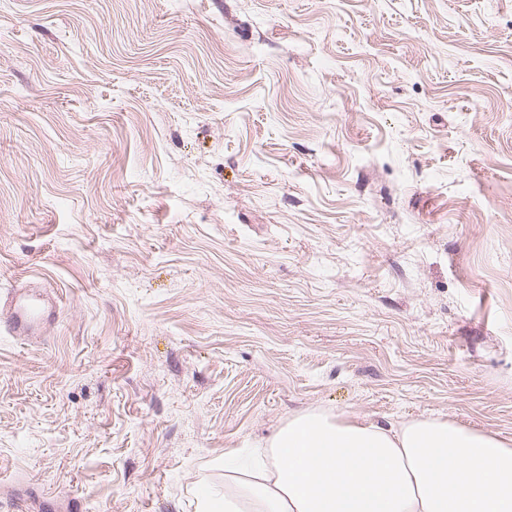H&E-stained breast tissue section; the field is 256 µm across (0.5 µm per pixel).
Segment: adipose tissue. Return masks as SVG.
<instances>
[{"label":"adipose tissue","instance_id":"obj_1","mask_svg":"<svg viewBox=\"0 0 512 512\" xmlns=\"http://www.w3.org/2000/svg\"><path fill=\"white\" fill-rule=\"evenodd\" d=\"M198 512H512V442L439 417L308 412L206 489Z\"/></svg>","mask_w":512,"mask_h":512}]
</instances>
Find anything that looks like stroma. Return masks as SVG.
Masks as SVG:
<instances>
[{
  "instance_id": "stroma-1",
  "label": "stroma",
  "mask_w": 512,
  "mask_h": 512,
  "mask_svg": "<svg viewBox=\"0 0 512 512\" xmlns=\"http://www.w3.org/2000/svg\"><path fill=\"white\" fill-rule=\"evenodd\" d=\"M0 512H196L288 418L512 438V0H0ZM57 308V301L53 303L48 301V307L36 308L29 302V299L21 294L13 297L7 308L4 304L0 315L6 319L10 331L15 336L27 337L34 334L40 325L39 321L42 324L47 322L55 314Z\"/></svg>"
}]
</instances>
